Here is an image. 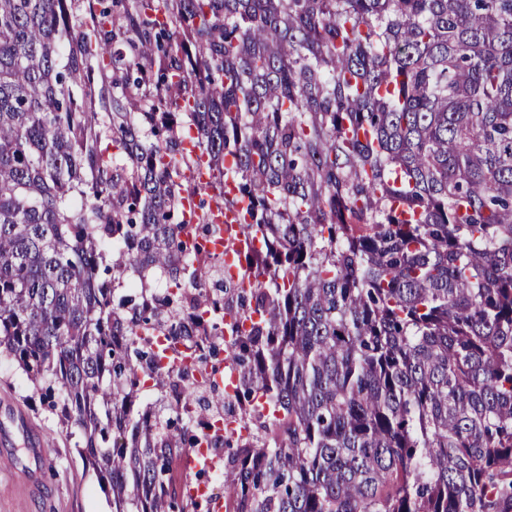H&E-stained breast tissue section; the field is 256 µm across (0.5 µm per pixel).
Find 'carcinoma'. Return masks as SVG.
<instances>
[{"label": "carcinoma", "instance_id": "carcinoma-1", "mask_svg": "<svg viewBox=\"0 0 512 512\" xmlns=\"http://www.w3.org/2000/svg\"><path fill=\"white\" fill-rule=\"evenodd\" d=\"M2 356L112 512H512V0H0ZM179 351L185 354L187 364L181 362L180 368L187 367L188 369L194 368L192 372L193 378L199 382L198 389L201 391L208 390L213 384L219 387H224V374H214L208 367L200 364V358L202 357V351L198 348L187 346L184 344L178 345ZM181 354V355H182Z\"/></svg>", "mask_w": 512, "mask_h": 512}]
</instances>
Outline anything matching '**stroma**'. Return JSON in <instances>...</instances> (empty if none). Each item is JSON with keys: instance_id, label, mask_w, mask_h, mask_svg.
<instances>
[{"instance_id": "obj_1", "label": "stroma", "mask_w": 512, "mask_h": 512, "mask_svg": "<svg viewBox=\"0 0 512 512\" xmlns=\"http://www.w3.org/2000/svg\"><path fill=\"white\" fill-rule=\"evenodd\" d=\"M16 412L33 432L51 440L47 482L40 494L29 493L26 473L33 460L15 436L9 463H0V512H110L97 475L79 457L74 441L61 432L58 419L40 390L9 359L0 358V424Z\"/></svg>"}]
</instances>
